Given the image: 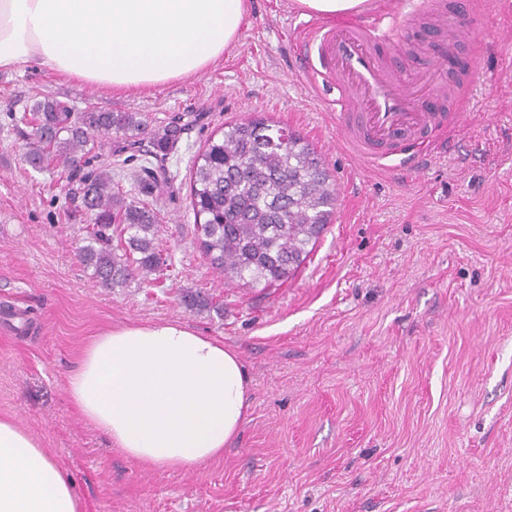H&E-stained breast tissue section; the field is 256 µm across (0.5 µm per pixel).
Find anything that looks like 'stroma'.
Masks as SVG:
<instances>
[{"instance_id": "35a3bbf8", "label": "stroma", "mask_w": 512, "mask_h": 512, "mask_svg": "<svg viewBox=\"0 0 512 512\" xmlns=\"http://www.w3.org/2000/svg\"><path fill=\"white\" fill-rule=\"evenodd\" d=\"M387 60L465 84L452 146L422 171L384 168L342 143L331 91L293 52L292 0H251L237 45L205 73L105 93L27 64L0 72V416L53 449L80 512H512V0H474L465 37L398 25ZM450 50L442 62V50ZM140 113L152 139L184 133L145 165L122 135L112 178L152 186L172 256L151 284L96 286L77 255L88 225L60 170H36L11 113L44 97ZM264 118L321 154L331 222L281 285L225 282L199 251L190 162L224 123ZM208 300L186 308V293ZM179 321L223 341L250 378V414L221 459L148 469L83 421L66 392L86 342L127 323Z\"/></svg>"}]
</instances>
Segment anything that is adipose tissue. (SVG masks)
<instances>
[{
	"mask_svg": "<svg viewBox=\"0 0 512 512\" xmlns=\"http://www.w3.org/2000/svg\"><path fill=\"white\" fill-rule=\"evenodd\" d=\"M249 0H0V71L34 63L106 91L205 72L236 44ZM250 379L223 342L176 321L92 337L68 399L111 447L151 467L223 457L248 415ZM0 512H79L72 480L0 418Z\"/></svg>",
	"mask_w": 512,
	"mask_h": 512,
	"instance_id": "ef3b65f1",
	"label": "adipose tissue"
}]
</instances>
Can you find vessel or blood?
<instances>
[{
	"label": "vessel or blood",
	"instance_id": "vessel-or-blood-1",
	"mask_svg": "<svg viewBox=\"0 0 512 512\" xmlns=\"http://www.w3.org/2000/svg\"><path fill=\"white\" fill-rule=\"evenodd\" d=\"M386 39L373 12L336 27L308 25L297 52L309 80L335 90L331 104L347 146L375 164L392 158L398 166L417 169L448 120L424 107V80L406 83L384 62L378 47Z\"/></svg>",
	"mask_w": 512,
	"mask_h": 512
}]
</instances>
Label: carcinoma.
<instances>
[{"label":"carcinoma","mask_w":512,"mask_h":512,"mask_svg":"<svg viewBox=\"0 0 512 512\" xmlns=\"http://www.w3.org/2000/svg\"><path fill=\"white\" fill-rule=\"evenodd\" d=\"M12 120L30 128L27 162L50 164L77 179L80 208L91 228L79 247L82 264L103 288L145 284L167 269L154 243L156 209L126 200L108 172L84 171L86 156L112 132L137 141L144 123L136 112H83L50 98ZM277 129L282 141L262 147L258 127ZM335 190L321 158L298 134L264 119L224 124L192 160L190 205L195 240L218 274L249 285L285 282L311 253L328 224Z\"/></svg>","instance_id":"1"}]
</instances>
